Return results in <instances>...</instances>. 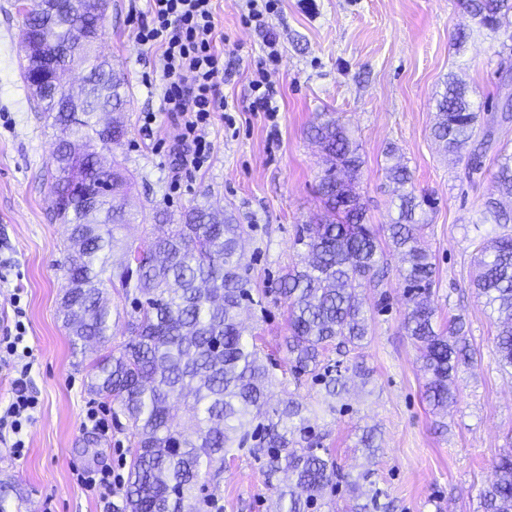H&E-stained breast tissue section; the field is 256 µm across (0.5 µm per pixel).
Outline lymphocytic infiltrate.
Wrapping results in <instances>:
<instances>
[{
	"label": "lymphocytic infiltrate",
	"mask_w": 512,
	"mask_h": 512,
	"mask_svg": "<svg viewBox=\"0 0 512 512\" xmlns=\"http://www.w3.org/2000/svg\"><path fill=\"white\" fill-rule=\"evenodd\" d=\"M148 21L136 31L137 41L161 51L163 84L160 95L168 111L181 118L179 142L193 145L191 163L200 166L212 145L204 131L213 114L223 111L224 53L217 47L213 0H147ZM14 334L0 337V364L10 367L12 396L0 408V430L15 437V451H22L25 425L34 418L37 402L28 391L31 349L25 343L23 309L14 311Z\"/></svg>",
	"instance_id": "obj_1"
}]
</instances>
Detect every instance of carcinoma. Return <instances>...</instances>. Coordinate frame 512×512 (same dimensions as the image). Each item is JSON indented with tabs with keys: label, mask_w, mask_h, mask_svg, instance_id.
Listing matches in <instances>:
<instances>
[{
	"label": "carcinoma",
	"mask_w": 512,
	"mask_h": 512,
	"mask_svg": "<svg viewBox=\"0 0 512 512\" xmlns=\"http://www.w3.org/2000/svg\"><path fill=\"white\" fill-rule=\"evenodd\" d=\"M460 4L482 28L498 32L512 25V0ZM18 9L33 41L53 52L51 59L60 69H69L76 58L88 68L76 102L64 106L48 89L35 97L39 110L61 130L47 179L50 208L70 227L61 307L72 350L109 340L107 288L120 290L130 305L127 340L92 366V391L117 402L131 423L128 478L123 507L116 512H198L194 501L201 479L220 483L224 455L234 446L264 459L266 485L277 494L280 512H320L326 490L353 482L321 446L296 401L270 404L273 372L238 322L240 311L255 303L238 254L242 225L202 206L185 210L179 222L170 224L167 212L158 209L161 232L152 248L144 251L132 243L125 248V254L138 255L139 263L112 262L113 230L131 223L123 200L133 175L120 165L99 166L95 147L118 145L127 134L123 122L103 124L100 118L124 104L123 80L109 60L96 54L99 34L81 40L74 25L52 11L50 0ZM435 108L432 135L449 155L489 136L479 124L469 89L456 77L448 76ZM308 136L324 156L318 188L322 211L315 223L298 227L294 246L309 261L288 268L279 288L287 307L285 348L294 373L311 376L332 396L346 391L341 362L330 364L326 352L334 346L346 354L368 338L360 292L367 284L381 285L389 247L407 262L398 270L407 306L403 328L420 352L426 400L434 410L447 409L456 401L455 374L474 353L461 319L450 321L446 332L434 328L428 297L436 269L420 246L426 227L423 207L434 202L415 194L406 166L387 168L400 204L398 217L379 236L365 223L357 191L362 161L356 143L333 116L311 126ZM494 179L499 196L512 199V152L505 148L497 155ZM475 223L500 229L490 246L481 247L473 285L497 314L500 366L512 369V208L489 198ZM188 397L195 412L179 425L172 412ZM18 498L16 486L0 479V512H14ZM479 499L481 512H512L511 449L495 463L494 479Z\"/></svg>",
	"instance_id": "cac0c4a2"
}]
</instances>
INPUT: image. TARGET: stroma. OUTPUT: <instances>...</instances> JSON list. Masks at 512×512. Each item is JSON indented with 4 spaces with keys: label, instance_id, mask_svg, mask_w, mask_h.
Wrapping results in <instances>:
<instances>
[{
    "label": "stroma",
    "instance_id": "35a3bbf8",
    "mask_svg": "<svg viewBox=\"0 0 512 512\" xmlns=\"http://www.w3.org/2000/svg\"><path fill=\"white\" fill-rule=\"evenodd\" d=\"M14 2L0 0V326L22 305L38 406L24 430L22 454L12 448L14 435L0 436V479L11 478L23 490L21 512H113L120 496L100 501L76 474L109 466L119 478L127 476L129 422L118 403L89 387L93 361L127 333L116 318L108 344L82 354L71 349L59 312L69 230L47 205L55 137L21 77L23 17ZM213 8L224 36L228 109L205 130L213 147L209 160L185 170L172 153L178 119L160 107L158 53L136 41L130 0H110L100 49L122 70L128 133L102 155L136 176L127 207L137 219L120 226L117 238L149 248L158 206L175 217L198 203L232 214L244 227L242 261L262 299L240 320L246 338L277 362L273 401L296 400L344 472L381 489L386 512H480L479 492L492 480L512 430V375L497 363L496 316L471 286L474 260L490 236L473 222L493 191L499 149L512 150V122L495 125L490 144H468L452 160L433 140L431 126L435 100L452 75L484 105L482 121H490L487 108L498 104L501 78L512 73V49L504 47L502 33L476 25L458 0H276L263 29L246 24L248 0H214ZM270 37L278 52L277 63L267 67L279 106L273 120L249 109ZM147 111L156 116L149 131L142 120ZM323 112L334 113L360 145L359 192L368 223L379 229L398 216L385 177L395 157L411 171L416 194L437 202L424 238L436 267L434 326L442 331L462 317L476 351L473 362L458 369L457 401L447 412H432L424 397L419 353L402 328L406 305L395 254L384 290L364 292L370 335L343 358L345 366H363L364 375L350 376L338 397L293 378L282 348L288 320L278 288L297 259L298 225L320 210L323 164L307 131ZM383 291L389 302L381 308ZM91 406L104 410L107 434L84 426ZM366 427L376 430L373 456L358 444ZM218 495L220 512L278 510L261 461L239 451L224 458Z\"/></svg>",
    "mask_w": 512,
    "mask_h": 512
}]
</instances>
